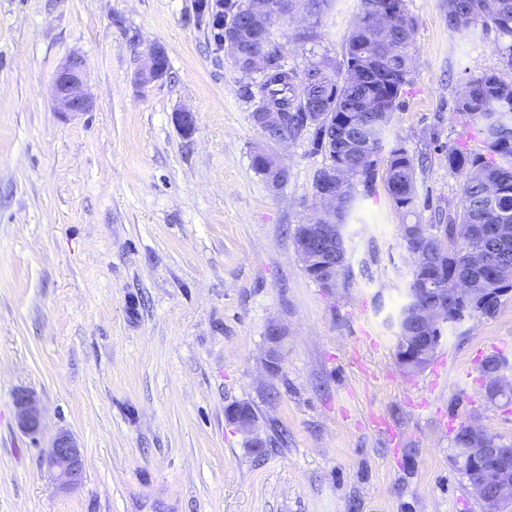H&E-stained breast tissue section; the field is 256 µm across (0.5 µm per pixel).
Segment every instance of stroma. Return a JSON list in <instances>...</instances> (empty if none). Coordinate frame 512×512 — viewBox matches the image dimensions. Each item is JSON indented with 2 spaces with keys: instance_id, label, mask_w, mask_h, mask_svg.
<instances>
[{
  "instance_id": "35a3bbf8",
  "label": "stroma",
  "mask_w": 512,
  "mask_h": 512,
  "mask_svg": "<svg viewBox=\"0 0 512 512\" xmlns=\"http://www.w3.org/2000/svg\"><path fill=\"white\" fill-rule=\"evenodd\" d=\"M196 4L0 0V512H484L453 438L474 423L512 443V403L487 402L480 373L489 355L512 362V294L404 373L408 216L384 189L358 195L346 286L310 280L293 231L325 157L306 134L283 152L281 189L256 173L260 76L238 72ZM359 9L328 0L277 20L288 66L341 61ZM406 9L413 63L392 137L428 159L426 224L459 199L449 146L486 151L457 101L481 74L512 81V42L449 29L447 0ZM157 47L168 73L141 85ZM72 57L92 101L81 114L53 102ZM19 389L36 396L39 435L17 424ZM235 403L254 408L253 435L229 420ZM61 431L83 452L67 491L41 456Z\"/></svg>"
}]
</instances>
